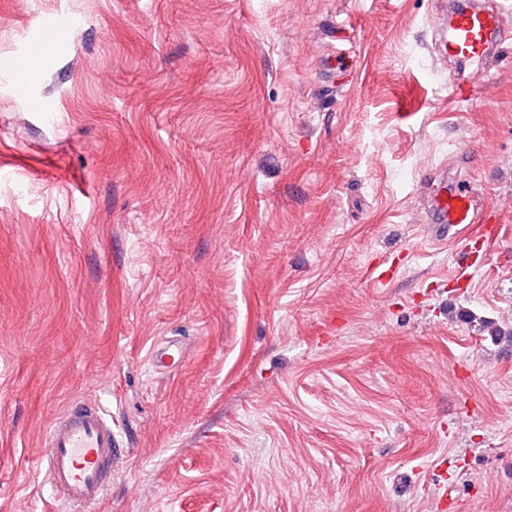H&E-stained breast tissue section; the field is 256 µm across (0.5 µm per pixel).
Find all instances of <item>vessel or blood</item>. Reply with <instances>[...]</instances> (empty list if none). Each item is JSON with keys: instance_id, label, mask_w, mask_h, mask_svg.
Listing matches in <instances>:
<instances>
[{"instance_id": "obj_1", "label": "vessel or blood", "mask_w": 512, "mask_h": 512, "mask_svg": "<svg viewBox=\"0 0 512 512\" xmlns=\"http://www.w3.org/2000/svg\"><path fill=\"white\" fill-rule=\"evenodd\" d=\"M511 12L507 0H492L482 8L467 0H451L448 26L437 39L436 56L468 67L473 73L472 80L452 84L454 98L471 95L475 79L488 71L492 48L503 47L512 39L502 27L503 16ZM61 33L57 24L39 27L37 39L23 59L27 71L48 68L40 43ZM429 198L425 221L435 237L452 243L474 235L486 247L497 240V225L482 222L480 208L468 191L440 186L431 189ZM149 360L152 366L170 368L183 362L184 356L178 346L171 345L153 349ZM118 446L111 415L95 400L83 398L50 421L43 436V450L33 457L31 466L70 512H92L112 489L114 450Z\"/></svg>"}]
</instances>
